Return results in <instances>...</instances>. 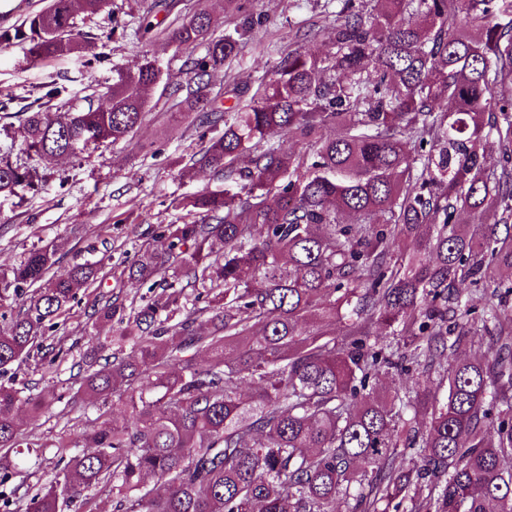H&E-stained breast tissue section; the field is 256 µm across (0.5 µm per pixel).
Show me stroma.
Instances as JSON below:
<instances>
[{
	"label": "stroma",
	"instance_id": "obj_1",
	"mask_svg": "<svg viewBox=\"0 0 512 512\" xmlns=\"http://www.w3.org/2000/svg\"><path fill=\"white\" fill-rule=\"evenodd\" d=\"M152 0H112L109 9L82 15L76 20L85 50L50 60L29 59L23 45H0V90L9 103L0 106V145L19 139L29 106L52 112L80 109L87 102L104 103L118 71H134L144 59H154L169 74V82L149 89L146 114L132 137L99 147L88 157L64 158L39 169L37 191L24 201L0 198V266L18 264L29 249L57 238L68 241L53 271L62 274L74 262L104 259L101 284L81 289L55 331L67 361H54L47 348H38L16 366V380L53 399L46 420L24 425L35 450L42 454L40 468L27 475L10 474L0 481V512H18L11 494L18 484L36 485L49 478L55 464L51 443L63 424L61 396L76 381L75 364L98 338L112 335L116 323L96 322L94 311L112 302L124 309L138 307L150 292L132 286L124 269L137 261L146 248L157 247L158 227L187 219L186 202L215 179L206 169L193 177L179 174L182 165L197 156L203 143L195 130L194 113L188 112L181 95L172 91L186 77L185 62L199 58L206 44L178 52L165 36L141 39L138 28ZM206 10L212 19V36L221 38L239 23L242 14L259 15L264 25L254 27L240 42L235 57L209 77V95L223 107L236 97H250L274 75L281 60L294 50L324 55L330 52L336 4L334 0H179L167 18L176 25L184 16ZM494 269L482 289L463 284L472 304L471 331L441 356L423 375L408 378L409 392L445 393L447 369L457 359L494 355L492 339L480 318L496 280L507 277Z\"/></svg>",
	"mask_w": 512,
	"mask_h": 512
}]
</instances>
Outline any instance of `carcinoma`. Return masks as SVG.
<instances>
[{"label":"carcinoma","instance_id":"1","mask_svg":"<svg viewBox=\"0 0 512 512\" xmlns=\"http://www.w3.org/2000/svg\"><path fill=\"white\" fill-rule=\"evenodd\" d=\"M340 2L328 56L288 54L228 111L212 107L205 76L236 55L253 17L189 61L175 91L188 111L211 112L208 145L180 175L208 167L221 185L190 201L201 220L159 227L166 248L129 267L130 282L171 292L128 316L112 359L80 377L67 405L94 410L96 427L62 429L51 444L60 467L34 493L18 485L25 512H94L102 490L115 512H336L340 499L381 512L398 497L410 512H512V344L502 340L492 364L458 362L443 399L401 394L405 376L461 336L458 283L512 270V243L461 221L512 222V0H382L368 16L362 0ZM108 6L48 0L0 30V44L20 41L35 60L79 53L77 17ZM209 29L196 12L169 45L187 49ZM163 79L147 60L117 72L104 104L29 113L24 153L51 164L126 139ZM328 127L343 134L326 137ZM282 133L306 150L282 148ZM10 154L0 148V197L20 198L39 171ZM403 236L413 251L400 257ZM59 250L34 247L0 268V299L36 288L27 308L0 311V375L101 279V259L50 274ZM188 288L203 306L181 304ZM339 313L350 321L339 341L303 330ZM373 320L417 332L389 350L361 331ZM390 373L394 394L371 395ZM245 381L258 391L243 393ZM415 401L430 407L420 427L404 418ZM21 406L30 423L42 418L39 397L0 383L1 450L24 444Z\"/></svg>","mask_w":512,"mask_h":512}]
</instances>
